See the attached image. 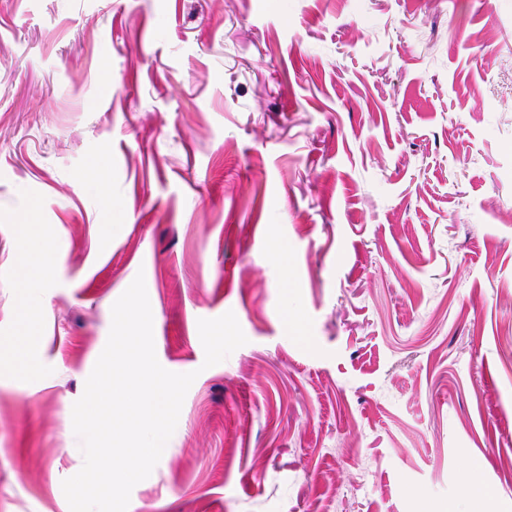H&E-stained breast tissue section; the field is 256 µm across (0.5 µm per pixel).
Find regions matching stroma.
Instances as JSON below:
<instances>
[{
	"mask_svg": "<svg viewBox=\"0 0 512 512\" xmlns=\"http://www.w3.org/2000/svg\"><path fill=\"white\" fill-rule=\"evenodd\" d=\"M139 274L197 377L128 512H512V0H0V512ZM54 254L45 249L36 259H29L25 251H22V271L20 275L21 287L27 294V303L24 304V318L27 319L36 312L40 305L39 292L46 282L47 271L55 262ZM37 339L30 334L26 336H17L13 343L15 353V366L24 373H36L38 371V361L36 357Z\"/></svg>",
	"mask_w": 512,
	"mask_h": 512,
	"instance_id": "35a3bbf8",
	"label": "stroma"
}]
</instances>
